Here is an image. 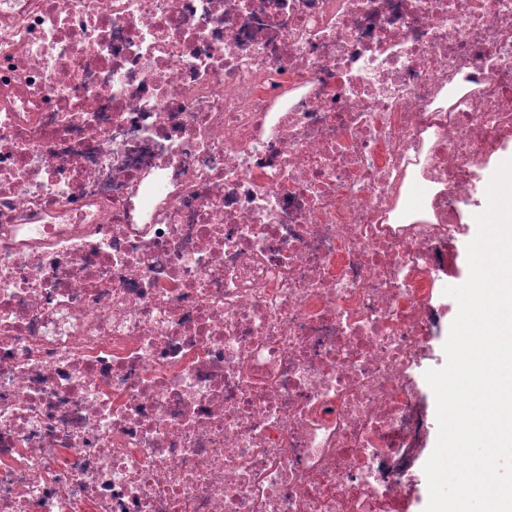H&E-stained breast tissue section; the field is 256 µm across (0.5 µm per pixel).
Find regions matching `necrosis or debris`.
<instances>
[{
	"label": "necrosis or debris",
	"mask_w": 512,
	"mask_h": 512,
	"mask_svg": "<svg viewBox=\"0 0 512 512\" xmlns=\"http://www.w3.org/2000/svg\"><path fill=\"white\" fill-rule=\"evenodd\" d=\"M512 0H0V512H409ZM444 289L445 288H443L440 291V296H439L440 300L439 301L442 304V306L446 309L447 316L444 319L441 330L438 334V337L436 338V340L433 344V349H432L433 353L431 356V360L428 362L426 368L423 371V375H424L423 394L428 403L430 419L434 423V426L431 429V432H430V435L428 438L427 449H426V451L422 457V460H421V466H422L423 470H424V466H425L427 460L429 459L430 455L432 454V452L434 450V447L436 445L437 438H438V432H439L438 422H437V418H436L435 395L425 379V373L428 370L439 369L444 366V364L446 362V357H445L443 347L448 338L451 323L453 322V320L455 319V317L457 316V313H458V304H457L456 300L454 298H452L451 296L446 295L444 293Z\"/></svg>",
	"instance_id": "obj_1"
}]
</instances>
